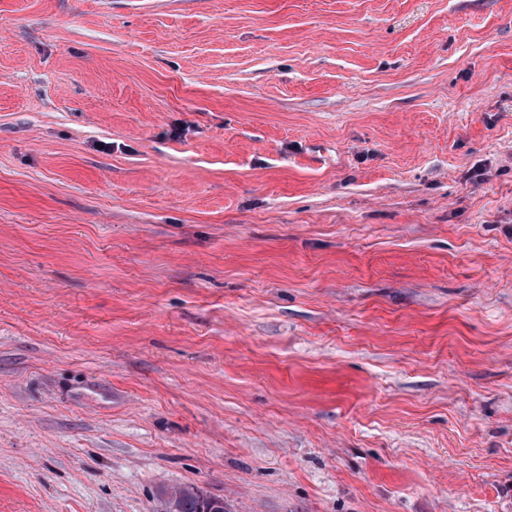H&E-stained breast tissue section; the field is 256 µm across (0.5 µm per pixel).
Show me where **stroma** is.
Here are the masks:
<instances>
[{
	"label": "stroma",
	"instance_id": "1",
	"mask_svg": "<svg viewBox=\"0 0 512 512\" xmlns=\"http://www.w3.org/2000/svg\"><path fill=\"white\" fill-rule=\"evenodd\" d=\"M512 512V0H0V512ZM173 512H224V501L211 498L195 486H186L169 496Z\"/></svg>",
	"mask_w": 512,
	"mask_h": 512
}]
</instances>
